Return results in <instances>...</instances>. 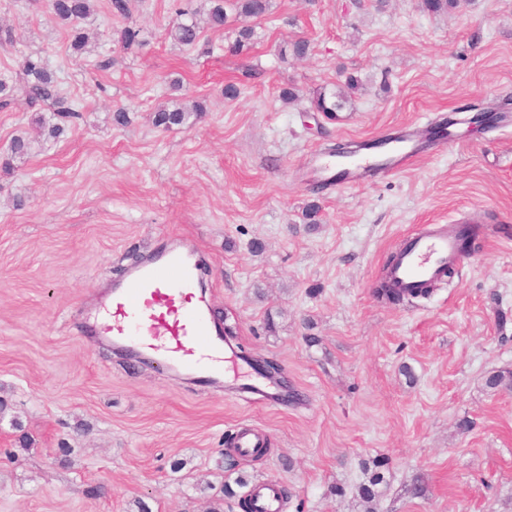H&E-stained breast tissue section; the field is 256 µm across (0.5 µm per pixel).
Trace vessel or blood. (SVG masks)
<instances>
[{
    "label": "vessel or blood",
    "mask_w": 512,
    "mask_h": 512,
    "mask_svg": "<svg viewBox=\"0 0 512 512\" xmlns=\"http://www.w3.org/2000/svg\"><path fill=\"white\" fill-rule=\"evenodd\" d=\"M422 139V133L409 130L392 141L382 157L367 153L316 158L314 180L354 185L396 174L414 163ZM460 260L451 225L441 224L407 237L389 274L400 287L414 289L437 283L448 265ZM196 279L197 254L190 246L128 267L107 292L94 324L95 335L118 352L137 347L169 371L187 375L209 367L213 384H220L224 349L216 324L198 303ZM254 493L259 512H280L275 485H260Z\"/></svg>",
    "instance_id": "obj_1"
}]
</instances>
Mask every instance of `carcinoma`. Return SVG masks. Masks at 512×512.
Wrapping results in <instances>:
<instances>
[{
    "mask_svg": "<svg viewBox=\"0 0 512 512\" xmlns=\"http://www.w3.org/2000/svg\"><path fill=\"white\" fill-rule=\"evenodd\" d=\"M209 24L214 28L224 26L228 13L239 17L262 18L270 9L269 0H209ZM459 0H423L424 9L430 13L438 14L451 12L458 7ZM49 8L56 18L73 32L72 46L81 50L85 44V36L81 32L80 23L94 10V0H49ZM168 35L175 42L184 46H194L200 38L197 23L177 22L169 30ZM359 89L357 77L349 75L343 85L336 87L332 92L326 90L316 91L311 100V112H322L329 117L343 110L352 100V94ZM20 92L30 103H43L51 106L60 117L70 115L71 108L57 87V81L43 59L39 56L28 55L23 57L19 64V79L12 84L0 79V108L9 107L14 101V94ZM206 107L197 102L187 108L180 103L164 105L154 115V124L169 129L173 126H182L189 119L202 118Z\"/></svg>",
    "mask_w": 512,
    "mask_h": 512,
    "instance_id": "obj_1",
    "label": "carcinoma"
}]
</instances>
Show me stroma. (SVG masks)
<instances>
[{
	"label": "stroma",
	"mask_w": 512,
	"mask_h": 512,
	"mask_svg": "<svg viewBox=\"0 0 512 512\" xmlns=\"http://www.w3.org/2000/svg\"><path fill=\"white\" fill-rule=\"evenodd\" d=\"M186 8L202 23L193 47L167 36ZM208 8L132 0L123 18L96 0L77 51L48 0H0V77L39 53L77 112L52 139L35 124L56 123L48 109L21 96L0 109V158L30 143L0 169V512H242L263 480L287 490L284 512H512V389L487 383L512 372V0L445 14L422 0H271L268 16L221 28ZM128 25L139 44L126 52ZM245 25L253 40L234 52ZM351 74L363 87L350 106L310 111ZM288 87L299 101H282ZM174 101L207 111L155 126ZM487 107L496 121L469 132ZM448 116L455 143L423 147L409 170L312 192L329 145ZM472 218L476 247L449 282L410 304L374 297L403 236ZM185 241L250 359L228 378L257 381L254 365L272 362L287 402L197 386L93 336L106 286ZM241 425L264 435L261 459L231 452ZM376 474L368 504L359 487Z\"/></svg>",
	"instance_id": "1"
}]
</instances>
